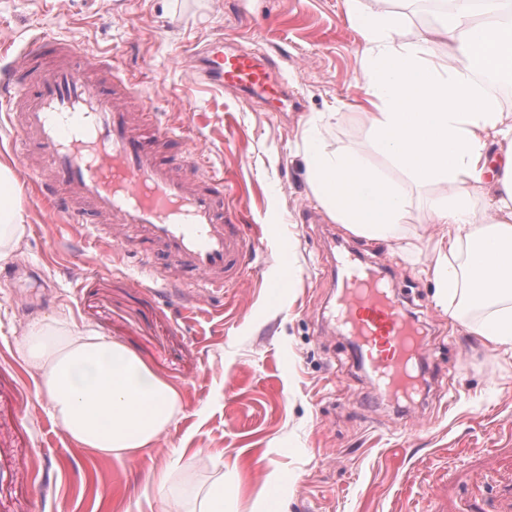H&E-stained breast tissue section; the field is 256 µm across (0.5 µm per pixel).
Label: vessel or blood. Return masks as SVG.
<instances>
[{"label":"vessel or blood","instance_id":"vessel-or-blood-1","mask_svg":"<svg viewBox=\"0 0 512 512\" xmlns=\"http://www.w3.org/2000/svg\"><path fill=\"white\" fill-rule=\"evenodd\" d=\"M107 70L130 92L111 57L88 60L74 45L42 37L21 65L0 69V99L18 134L16 152L37 156L40 194L68 224L81 225L87 245L141 254L149 278L168 288L220 291L238 285L254 250L232 211L220 208L228 185L208 169L203 149L166 153L158 143L172 132L157 113L132 115L87 74ZM199 79L281 109L288 88L275 64L207 42L192 59ZM342 294L331 310L357 339L369 367L373 398L410 393L412 359L424 348L422 329L377 271L341 256Z\"/></svg>","mask_w":512,"mask_h":512}]
</instances>
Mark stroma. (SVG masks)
I'll return each mask as SVG.
<instances>
[{
	"label": "stroma",
	"instance_id": "35a3bbf8",
	"mask_svg": "<svg viewBox=\"0 0 512 512\" xmlns=\"http://www.w3.org/2000/svg\"><path fill=\"white\" fill-rule=\"evenodd\" d=\"M43 35L112 56L135 106L172 128V149L204 146L238 223L261 239L222 297L157 287L140 278L138 255L118 264L54 216L14 151L16 131L0 126L29 226L7 263L18 277L0 278V512H161L154 474L177 456L178 484L207 486L223 464L235 490L226 512H256L273 476L286 484L284 512H512V361L436 305L426 270L448 227L427 223L425 204L438 186L406 187L409 258L333 223L305 178L299 130L310 119L328 148L386 166L358 113L364 63L345 0H0V67ZM219 36L272 59L298 111L194 79L190 57ZM338 240L369 262L393 260L388 285L423 327V385L410 402L372 405L369 370L327 321ZM39 314L120 341L179 390L181 413L156 447L121 463L68 439L13 355Z\"/></svg>",
	"mask_w": 512,
	"mask_h": 512
}]
</instances>
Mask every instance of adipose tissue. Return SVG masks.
Here are the masks:
<instances>
[{"label":"adipose tissue","instance_id":"obj_1","mask_svg":"<svg viewBox=\"0 0 512 512\" xmlns=\"http://www.w3.org/2000/svg\"><path fill=\"white\" fill-rule=\"evenodd\" d=\"M360 35L366 98L362 120L392 171L439 188L428 223L448 227L428 273L435 299L466 331L512 358V119L481 76L512 74V0H455L437 28L415 41L398 37L390 13L346 0ZM306 180L326 214L354 234L392 241L411 202L398 182L353 149L326 150L317 122H306ZM503 147L501 156L492 146ZM28 234L19 186L0 163V261ZM35 370L56 422L78 446L122 460L152 447L181 410L176 388L127 347L74 320L32 319L14 348ZM182 512H224L223 478L207 487L173 486L171 467L156 478Z\"/></svg>","mask_w":512,"mask_h":512}]
</instances>
